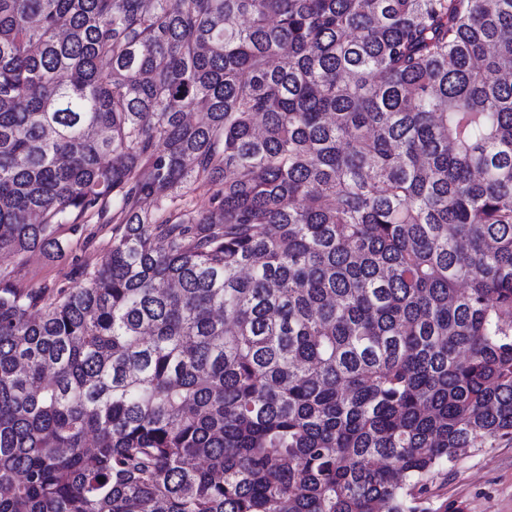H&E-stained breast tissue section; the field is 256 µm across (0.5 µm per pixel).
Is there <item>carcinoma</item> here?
<instances>
[{
    "label": "carcinoma",
    "mask_w": 512,
    "mask_h": 512,
    "mask_svg": "<svg viewBox=\"0 0 512 512\" xmlns=\"http://www.w3.org/2000/svg\"><path fill=\"white\" fill-rule=\"evenodd\" d=\"M109 214L0 274V512H448L512 441V0H0V253ZM76 230L71 224L58 229L64 251L55 256L43 253L20 255L0 254V271L9 273L21 288H68L74 285L84 269L97 266L112 243L115 224H102L97 218H89Z\"/></svg>",
    "instance_id": "1"
}]
</instances>
